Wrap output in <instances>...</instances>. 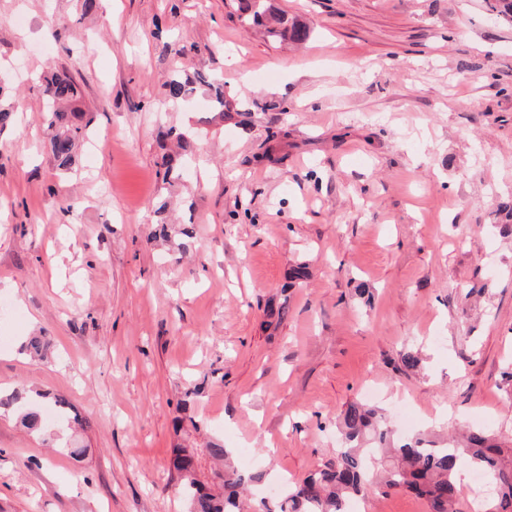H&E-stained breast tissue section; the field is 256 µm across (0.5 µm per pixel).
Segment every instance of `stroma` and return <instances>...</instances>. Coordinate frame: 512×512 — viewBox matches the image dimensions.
<instances>
[{
    "mask_svg": "<svg viewBox=\"0 0 512 512\" xmlns=\"http://www.w3.org/2000/svg\"><path fill=\"white\" fill-rule=\"evenodd\" d=\"M82 3L0 0V393L79 420L49 438L0 416V512H183L172 451L212 437L267 495L334 458L369 387L411 406L398 434L511 441L512 0H271L303 43L233 0ZM52 68L90 120L69 173L47 154ZM178 70L222 80L226 115L168 106ZM171 127L201 147L161 216L193 225L186 252L151 237ZM36 333L48 359L22 349ZM196 385L205 426L175 432ZM237 11L244 23L263 27L266 34L275 39L288 38L302 42L309 37V30L298 24H291L282 15L273 13L267 0H237Z\"/></svg>",
    "mask_w": 512,
    "mask_h": 512,
    "instance_id": "obj_1",
    "label": "stroma"
}]
</instances>
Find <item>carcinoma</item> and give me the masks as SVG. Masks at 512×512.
Listing matches in <instances>:
<instances>
[{"mask_svg":"<svg viewBox=\"0 0 512 512\" xmlns=\"http://www.w3.org/2000/svg\"><path fill=\"white\" fill-rule=\"evenodd\" d=\"M244 23L264 28L275 39L302 42L309 30L288 24L273 13L268 0H237ZM45 82L43 119L50 131L49 154L56 169L69 170L75 153L87 135L89 120L80 106L81 94L74 80L63 74H48ZM208 88L212 106L222 114L226 107L224 85L213 83L200 72L190 77L179 74L166 82L167 97L178 104L197 86ZM166 136L176 140L178 151L162 156L164 179L172 185L180 179L184 161L194 156L199 145L184 132L170 128ZM34 358L45 359L50 341L32 336L23 346ZM10 414L28 432L41 434L46 428L41 408L24 385L0 395V415ZM340 438L336 455L323 468L293 483L282 493L279 512H349L350 503L379 491H407L423 499L428 512H458L456 472L467 465L486 478L491 499L483 512H512V448L502 445L485 430L470 432L463 443L440 440L419 431L408 440L394 438L387 419L374 408L354 401L337 416ZM176 490L186 512H246L240 491L256 481L240 474L229 459L224 441L212 438L202 446H183L170 460Z\"/></svg>","mask_w":512,"mask_h":512,"instance_id":"1","label":"carcinoma"}]
</instances>
